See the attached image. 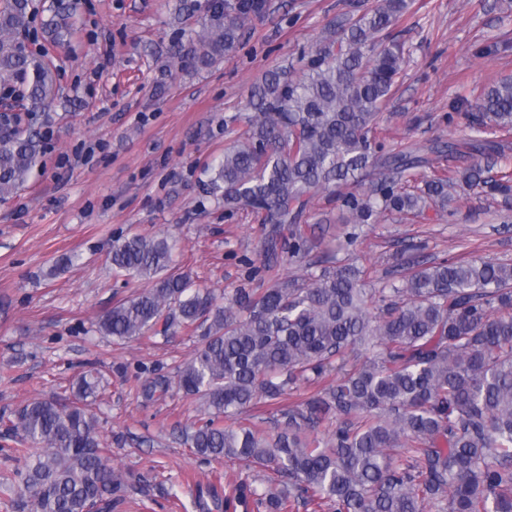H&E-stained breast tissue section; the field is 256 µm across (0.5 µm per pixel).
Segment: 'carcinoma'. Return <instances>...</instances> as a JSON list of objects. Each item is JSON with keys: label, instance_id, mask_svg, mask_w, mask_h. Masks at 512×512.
Here are the masks:
<instances>
[{"label": "carcinoma", "instance_id": "obj_1", "mask_svg": "<svg viewBox=\"0 0 512 512\" xmlns=\"http://www.w3.org/2000/svg\"><path fill=\"white\" fill-rule=\"evenodd\" d=\"M30 2L0 4V78L29 82L18 98L35 110L51 97L52 79L17 42L33 17ZM264 6L212 5L186 56L200 68L223 59ZM408 8V0H377L339 15L299 66L271 73L253 92L247 129L205 167L206 193L225 214L249 210L265 225L249 282L270 287L237 288L223 306L174 268L168 238L135 234L112 245V269L145 287L105 311L100 331L119 341L179 329L200 337L174 375L138 382L139 396L151 402L175 387L199 397L204 417L184 432L195 454L288 475V490L277 494L239 483L224 496V512L250 496L266 512H512V263L417 256L380 288L369 287L368 270L335 256L301 280L278 273L313 247L308 217L320 193L341 201L351 245L358 225L384 213L447 210L458 181L508 190L512 173L493 179L480 161L402 186L409 171L430 164L416 146L387 150L378 135L380 108L402 72L394 29ZM47 27L61 42L73 30L71 12L55 11ZM462 116L479 130H511L512 79L485 88ZM41 153L35 131L0 137V199L24 186ZM357 346L381 351L349 368ZM331 371L334 384L280 411L276 435L236 419ZM101 383L97 373L82 374L69 395L32 398L0 422L15 443L0 451L24 461L22 490L4 502L6 512H112L121 501L124 477L103 455L98 422L84 406Z\"/></svg>", "mask_w": 512, "mask_h": 512}]
</instances>
